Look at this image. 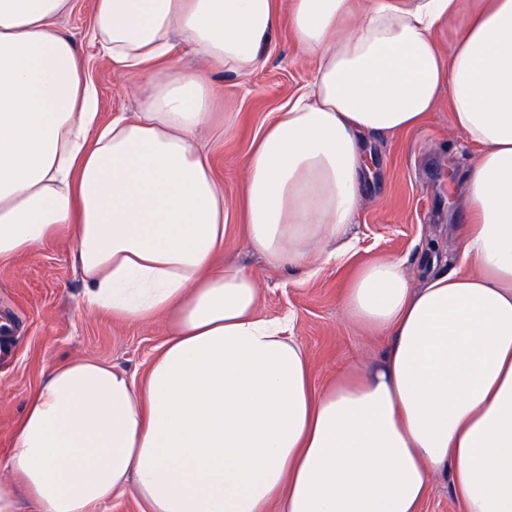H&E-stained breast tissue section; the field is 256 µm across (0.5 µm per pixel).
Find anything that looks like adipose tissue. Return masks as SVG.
<instances>
[{"label":"adipose tissue","instance_id":"adipose-tissue-1","mask_svg":"<svg viewBox=\"0 0 512 512\" xmlns=\"http://www.w3.org/2000/svg\"><path fill=\"white\" fill-rule=\"evenodd\" d=\"M70 0H0V263L67 237L89 307L172 315L142 382L80 358L28 402L0 512H97L136 486L149 512H421L445 473L464 512H512V0H289L311 83L246 166V238L273 267L343 261L366 137L418 127L440 95L478 149L461 254L413 286L362 266L347 317L391 339L383 365L314 389L287 319L224 249V187L194 144L208 86L153 61L184 43L245 77L277 0H95L104 56L139 109L99 126L97 90L58 18ZM456 27L448 52L434 33Z\"/></svg>","mask_w":512,"mask_h":512}]
</instances>
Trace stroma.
Here are the masks:
<instances>
[{
    "label": "stroma",
    "mask_w": 512,
    "mask_h": 512,
    "mask_svg": "<svg viewBox=\"0 0 512 512\" xmlns=\"http://www.w3.org/2000/svg\"><path fill=\"white\" fill-rule=\"evenodd\" d=\"M278 10L263 64L250 76L213 68L185 47L178 55L211 90V113L200 142L227 201L224 250L217 260L237 263L256 279L261 317H288L291 336L311 360L313 385L321 388L351 364L379 366L390 345L389 337L373 335L345 315L344 291L362 265L393 257L417 283L428 253L456 263L457 229L464 219L461 181L477 149L451 128L448 99L440 97L417 129L369 137L371 174L353 226L356 249L347 261L322 266L314 275L300 266H269L243 236L247 157L280 106L315 68L293 36L288 0H278ZM93 13L94 0H71L58 27L75 42L98 88L99 121L106 125L136 112V80L101 55ZM71 252L72 241L65 238L0 266V321L11 325L10 335H0V464L14 447L30 396L50 370L91 357L140 381L168 337V316L132 322L90 309Z\"/></svg>",
    "instance_id": "obj_1"
}]
</instances>
